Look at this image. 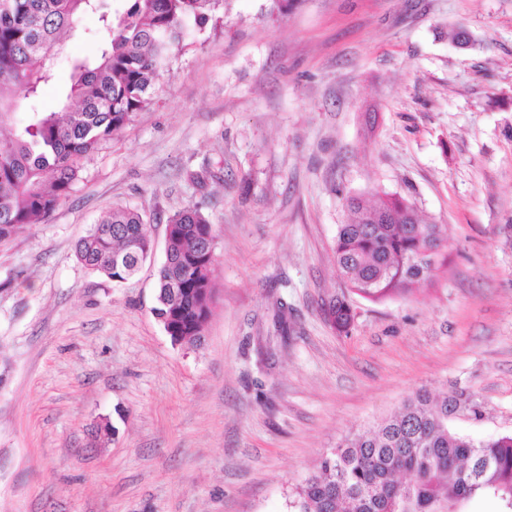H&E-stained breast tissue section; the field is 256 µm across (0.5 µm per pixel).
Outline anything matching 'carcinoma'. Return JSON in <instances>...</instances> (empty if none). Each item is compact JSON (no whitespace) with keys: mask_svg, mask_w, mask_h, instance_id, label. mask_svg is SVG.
Segmentation results:
<instances>
[{"mask_svg":"<svg viewBox=\"0 0 512 512\" xmlns=\"http://www.w3.org/2000/svg\"><path fill=\"white\" fill-rule=\"evenodd\" d=\"M225 0H125L109 15L99 0H0V246L49 217L79 180L80 161L112 140L151 103L173 49L224 10ZM99 14L107 32L100 56L73 65L58 112L13 116L53 77L64 34L81 16ZM349 220L336 227L337 270L351 292L379 301L407 295L448 264L446 227L420 218L407 199H346ZM146 211L114 205L76 244L87 270L121 283L151 257ZM172 226L156 272L154 312L171 340L201 341L213 299L206 248L212 225L196 206L166 218ZM123 262L112 263L114 255ZM332 326L354 318L346 300L329 302ZM474 418L481 403L463 391L441 399L418 393L373 429L341 440L318 471L295 488L293 512H465L492 499L512 512V436L476 440L448 426L449 407Z\"/></svg>","mask_w":512,"mask_h":512,"instance_id":"obj_1","label":"carcinoma"}]
</instances>
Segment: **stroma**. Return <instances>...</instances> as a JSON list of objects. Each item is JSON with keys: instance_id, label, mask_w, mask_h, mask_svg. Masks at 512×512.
<instances>
[{"instance_id": "obj_1", "label": "stroma", "mask_w": 512, "mask_h": 512, "mask_svg": "<svg viewBox=\"0 0 512 512\" xmlns=\"http://www.w3.org/2000/svg\"><path fill=\"white\" fill-rule=\"evenodd\" d=\"M269 6L191 26L152 103L0 249V512H289L325 453L420 391L475 396L458 432L512 434V0ZM104 44L83 15L16 122ZM362 192L447 226L433 282L349 292L333 241ZM116 204L155 217L153 260L122 284L74 251ZM189 204L216 235L197 348L152 313L165 219ZM343 296L345 333L325 317Z\"/></svg>"}]
</instances>
